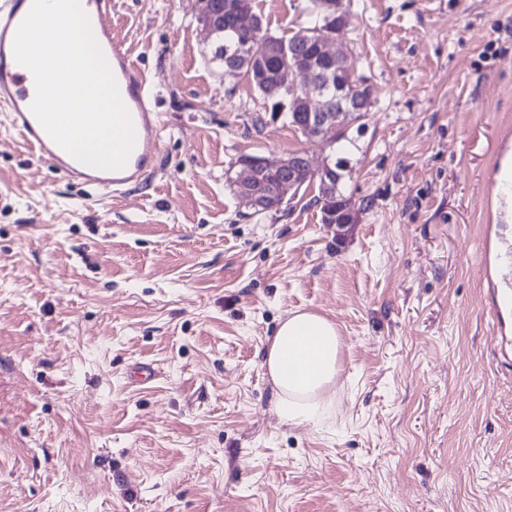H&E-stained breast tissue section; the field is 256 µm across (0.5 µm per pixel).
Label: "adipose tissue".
<instances>
[{"instance_id":"obj_1","label":"adipose tissue","mask_w":512,"mask_h":512,"mask_svg":"<svg viewBox=\"0 0 512 512\" xmlns=\"http://www.w3.org/2000/svg\"><path fill=\"white\" fill-rule=\"evenodd\" d=\"M341 336L334 321L295 310L269 341L263 367L274 391L273 411L282 424L324 425L342 373Z\"/></svg>"}]
</instances>
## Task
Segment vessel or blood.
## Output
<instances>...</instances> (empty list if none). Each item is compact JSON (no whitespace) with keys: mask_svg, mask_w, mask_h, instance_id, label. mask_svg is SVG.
I'll list each match as a JSON object with an SVG mask.
<instances>
[{"mask_svg":"<svg viewBox=\"0 0 512 512\" xmlns=\"http://www.w3.org/2000/svg\"><path fill=\"white\" fill-rule=\"evenodd\" d=\"M31 5L32 0H0V105L7 108L12 128L52 170L73 183L115 192L142 181L161 149V119L150 85L127 51L114 39L107 23L112 0H84L82 7L135 127V146L125 166L118 170L82 164L57 145L33 115L34 78L27 68L17 63L13 52L17 28Z\"/></svg>","mask_w":512,"mask_h":512,"instance_id":"vessel-or-blood-1","label":"vessel or blood"}]
</instances>
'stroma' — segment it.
<instances>
[{
	"label": "stroma",
	"instance_id": "35a3bbf8",
	"mask_svg": "<svg viewBox=\"0 0 512 512\" xmlns=\"http://www.w3.org/2000/svg\"><path fill=\"white\" fill-rule=\"evenodd\" d=\"M303 5L253 3L277 36ZM343 7L373 107L332 147L225 73L196 0H113L162 119L143 183L71 184L0 113V512H512V0ZM296 150L344 160V240L310 189L240 207L238 158ZM295 310L342 337L321 429L262 366ZM496 205H505L508 217L512 218V151H509L503 160L496 175Z\"/></svg>",
	"mask_w": 512,
	"mask_h": 512
}]
</instances>
